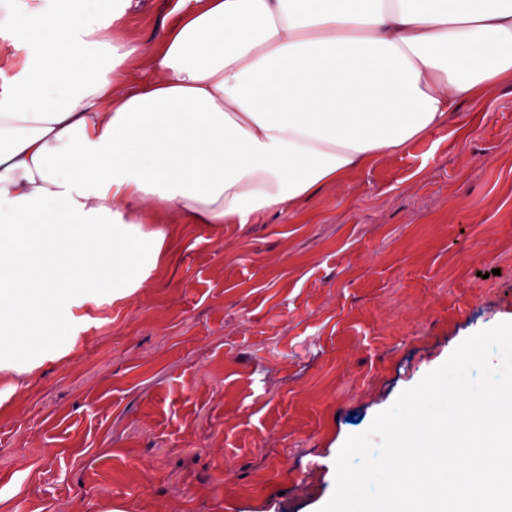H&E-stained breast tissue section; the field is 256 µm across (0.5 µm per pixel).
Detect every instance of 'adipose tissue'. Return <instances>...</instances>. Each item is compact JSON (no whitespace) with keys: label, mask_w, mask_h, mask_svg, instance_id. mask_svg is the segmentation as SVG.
<instances>
[{"label":"adipose tissue","mask_w":512,"mask_h":512,"mask_svg":"<svg viewBox=\"0 0 512 512\" xmlns=\"http://www.w3.org/2000/svg\"><path fill=\"white\" fill-rule=\"evenodd\" d=\"M130 3L0 0L1 351L143 287L168 240L146 212H283L512 79V0H182L150 49Z\"/></svg>","instance_id":"obj_1"}]
</instances>
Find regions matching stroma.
I'll use <instances>...</instances> for the list:
<instances>
[{
  "label": "stroma",
  "instance_id": "obj_1",
  "mask_svg": "<svg viewBox=\"0 0 512 512\" xmlns=\"http://www.w3.org/2000/svg\"><path fill=\"white\" fill-rule=\"evenodd\" d=\"M171 229L143 288L0 370V512H319L349 436L512 321V80L287 212Z\"/></svg>",
  "mask_w": 512,
  "mask_h": 512
}]
</instances>
